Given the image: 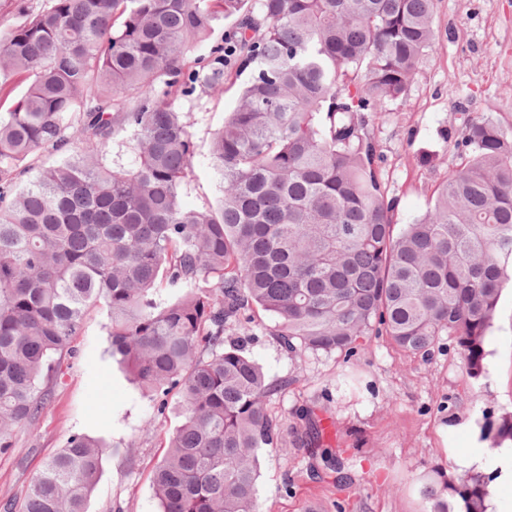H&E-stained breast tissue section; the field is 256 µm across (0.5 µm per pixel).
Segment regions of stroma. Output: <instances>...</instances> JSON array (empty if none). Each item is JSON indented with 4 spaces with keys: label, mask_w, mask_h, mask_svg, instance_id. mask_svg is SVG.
Here are the masks:
<instances>
[{
    "label": "stroma",
    "mask_w": 512,
    "mask_h": 512,
    "mask_svg": "<svg viewBox=\"0 0 512 512\" xmlns=\"http://www.w3.org/2000/svg\"><path fill=\"white\" fill-rule=\"evenodd\" d=\"M435 45L419 66L406 103L392 102L373 133L384 157L383 176L397 200L396 224L412 223L461 157L455 148L464 116L497 122L512 138V0H435ZM222 95L180 98L200 153L237 100ZM99 310L90 311L63 366L51 402L38 421L17 429L0 454V499L19 497L44 460L83 433L113 449L103 461L87 512H157L152 472L166 440L182 421L181 395L171 391L159 409L113 364ZM260 316L227 337L246 348L274 379L288 380L268 411L283 439L261 458L258 512H430L414 492V477L431 467L457 466L484 446L482 418L512 415V286L495 313L485 371L471 378L451 339L427 357H407L386 337H370L343 363L330 353H288ZM319 419L324 441L337 451L346 484L312 477V463L293 444V429Z\"/></svg>",
    "instance_id": "stroma-1"
}]
</instances>
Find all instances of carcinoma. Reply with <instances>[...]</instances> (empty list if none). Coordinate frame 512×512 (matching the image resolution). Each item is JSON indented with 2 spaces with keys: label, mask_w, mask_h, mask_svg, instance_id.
I'll use <instances>...</instances> for the list:
<instances>
[{
  "label": "carcinoma",
  "mask_w": 512,
  "mask_h": 512,
  "mask_svg": "<svg viewBox=\"0 0 512 512\" xmlns=\"http://www.w3.org/2000/svg\"><path fill=\"white\" fill-rule=\"evenodd\" d=\"M435 0H45L0 29V453L51 398L87 313L109 352L183 421L153 472L159 512H255L281 429L271 380L226 325L269 315L290 353L351 360L368 336L425 358L454 341L484 372L512 283V139L464 119L433 205L396 227L369 122L404 102ZM240 82L206 161L222 195L182 197L198 163L176 97ZM117 151L109 152V146ZM174 295L162 297L161 285ZM485 433L512 439V415ZM313 422L295 444L348 479ZM112 447L72 435L0 512H86ZM492 475L433 468L431 512H488Z\"/></svg>",
  "instance_id": "carcinoma-1"
}]
</instances>
